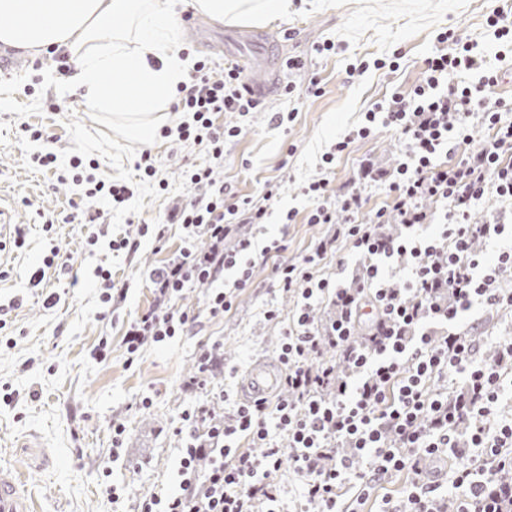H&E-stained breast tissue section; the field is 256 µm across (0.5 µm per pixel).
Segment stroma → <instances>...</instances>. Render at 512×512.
Listing matches in <instances>:
<instances>
[{"mask_svg":"<svg viewBox=\"0 0 512 512\" xmlns=\"http://www.w3.org/2000/svg\"><path fill=\"white\" fill-rule=\"evenodd\" d=\"M287 17L262 28L227 27L205 21L199 32L183 31L196 56L208 57L215 75L225 66L242 65L249 75H262L254 89L260 109L247 116L220 112L217 124L238 127V136L224 145V183L236 199L260 201L266 182L283 191L268 222L253 227L258 242L286 238L281 260H301L326 236L324 224L307 221L309 205L302 186L317 178L321 157L336 138L357 125L364 111L395 89L419 82L423 60L434 46L439 29L451 27L477 41L488 54L496 46L486 27L491 9L512 10V0H320L319 7L293 0ZM340 44L338 53L314 51L323 40ZM401 53L397 70L348 74L349 64ZM302 57L305 72L316 75L322 94L296 101L281 94L288 81L282 63ZM0 62L15 66L5 77L14 88L0 104V197L13 224L26 231L23 248L12 236L0 238V306L8 307L7 327L0 333V465H11L24 482L34 512H138L142 502L179 487L181 450L185 437L176 429L184 409L205 394L186 390L197 353L218 341L224 359L210 379V391L224 395L226 408L241 400V383L254 363L275 358L283 334L301 303L300 290L283 294L272 287L269 267L256 263L252 287L238 291L234 307L223 316L205 320L166 342L148 346L141 359L127 364L123 337L132 319L153 308L150 272L176 258L184 246L180 225L166 223L173 206L202 197L206 189L190 186L183 177L186 164L203 162L201 146L189 141L156 138L150 145L126 138L111 122L97 117L78 96L65 92L47 73H58L62 58L44 53L23 56L0 47ZM293 112V120L276 125L277 112ZM40 131L32 140L29 130ZM157 160L154 180L140 179L134 164L143 149ZM402 149L394 133L378 128L354 141L336 160L330 193L353 188L366 199L367 209L387 205V189L362 179L370 166L390 170ZM37 152L57 157L53 166L33 163ZM95 159L98 179L129 184L127 206L113 209L102 200L94 230L95 246L85 244L86 226L68 222L71 203L81 191L69 181L73 156ZM293 221H285L287 212ZM52 231H44L46 220ZM163 224L161 242L141 230ZM126 237L140 240L139 250L126 254L108 243ZM57 252L60 261L79 270L78 284L45 270L39 286L31 273ZM112 271L115 285H128L124 301L103 314L102 284L97 267ZM57 293L59 302L46 307L44 298ZM275 306L277 319L264 315ZM112 343L108 361L90 352L101 338ZM150 407H141L143 398ZM126 427L125 448L111 458L112 423ZM118 485L119 500L105 488Z\"/></svg>","mask_w":512,"mask_h":512,"instance_id":"stroma-1","label":"stroma"}]
</instances>
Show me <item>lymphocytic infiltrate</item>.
I'll return each mask as SVG.
<instances>
[{"label": "lymphocytic infiltrate", "instance_id": "lymphocytic-infiltrate-1", "mask_svg": "<svg viewBox=\"0 0 512 512\" xmlns=\"http://www.w3.org/2000/svg\"><path fill=\"white\" fill-rule=\"evenodd\" d=\"M486 24L500 45L501 69L488 66L477 42L440 31L422 81L373 103L362 124L323 154L324 167H331L375 126L391 128L406 151L389 184L390 206L366 211L365 199L354 193L330 202L325 177L303 188L312 203L309 223H341L355 288L311 270L335 253L332 237L293 263L278 259L288 248L283 238L263 246L244 238L225 252L232 217L264 223L279 188L266 185L258 204L228 202L219 174L224 140L236 131L214 116L244 115L260 101L239 67L225 68L215 80L205 61L195 63L173 106L181 117L161 133L203 147L206 163L186 178L209 185L211 193L171 212L168 221L182 225L188 239L207 237L211 246L186 247L151 272L156 304L124 336L127 361L135 363L148 342L230 311L234 290L249 285L256 260H272L279 290L297 282L304 289L277 351L283 393L229 412L216 411L211 400L184 411L180 490L144 501L141 512H284L270 477L285 467L305 479L301 512H359L385 476L401 471L413 476L410 492L402 502L383 501L378 512H445L441 482L425 477L421 464L451 456L455 512H512V479H500L512 475V417L501 411L512 394V338L496 339L494 359L484 360L475 336L460 326L477 312L512 317V225L498 216L470 221L472 204L484 196L512 199V102L496 95L503 70H512V15L493 9ZM478 124L489 131L479 142ZM439 203L444 213L436 212ZM233 268L240 271L233 291L218 288ZM204 281L214 287L203 308L173 306L184 288ZM323 299L336 309L326 327L310 313ZM447 377L461 379L463 393L436 389ZM232 437L247 440L249 449L230 448ZM204 456L211 467L202 474L196 462ZM345 488L353 492L346 503Z\"/></svg>", "mask_w": 512, "mask_h": 512}]
</instances>
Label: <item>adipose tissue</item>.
Returning a JSON list of instances; mask_svg holds the SVG:
<instances>
[{
  "instance_id": "1",
  "label": "adipose tissue",
  "mask_w": 512,
  "mask_h": 512,
  "mask_svg": "<svg viewBox=\"0 0 512 512\" xmlns=\"http://www.w3.org/2000/svg\"><path fill=\"white\" fill-rule=\"evenodd\" d=\"M177 0H0V44L25 54L48 50L76 61L67 85L92 111L152 142L166 105L195 63L181 37ZM195 13L230 25L263 27L292 0H190ZM108 38H101V31Z\"/></svg>"
}]
</instances>
